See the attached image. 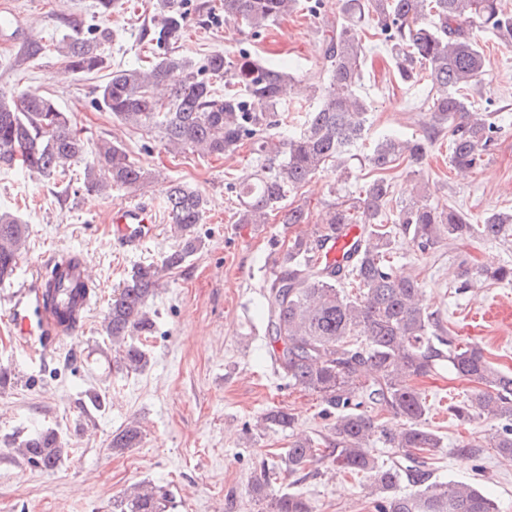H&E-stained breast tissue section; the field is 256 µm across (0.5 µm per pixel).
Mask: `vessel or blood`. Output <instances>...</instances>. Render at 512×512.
Listing matches in <instances>:
<instances>
[{
  "label": "vessel or blood",
  "mask_w": 512,
  "mask_h": 512,
  "mask_svg": "<svg viewBox=\"0 0 512 512\" xmlns=\"http://www.w3.org/2000/svg\"><path fill=\"white\" fill-rule=\"evenodd\" d=\"M152 222L149 207H125L113 211L111 234L118 243L136 246L149 236ZM360 235V228L354 224L338 229L323 247L327 261L341 260L344 252L353 248ZM45 293L39 268L33 265L29 268L28 277L19 281L17 287L0 301V317L6 319L10 335L33 360L45 359L50 348L63 344L74 335L91 307L90 298L77 300L72 307V320L65 322L57 309L47 302Z\"/></svg>",
  "instance_id": "1"
}]
</instances>
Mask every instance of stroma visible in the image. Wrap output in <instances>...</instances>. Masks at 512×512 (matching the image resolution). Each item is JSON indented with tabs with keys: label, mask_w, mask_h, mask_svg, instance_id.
I'll list each match as a JSON object with an SVG mask.
<instances>
[{
	"label": "stroma",
	"mask_w": 512,
	"mask_h": 512,
	"mask_svg": "<svg viewBox=\"0 0 512 512\" xmlns=\"http://www.w3.org/2000/svg\"><path fill=\"white\" fill-rule=\"evenodd\" d=\"M97 0H0L21 16L24 32L0 34V87L31 90L53 98L89 142H118L144 168L197 189L207 201L195 231L204 247L169 271L148 309L155 328L146 342L150 363L128 373L112 362L103 318L117 288L142 264L161 263L178 238L167 220L162 182L149 181L107 195L87 192L81 182L65 185L22 168H0V212L29 226L24 258L49 257L69 250L90 262L96 307L85 325L63 347L39 363L27 361L7 339L0 324V369L11 374L0 389V512H112L125 488L139 482L161 487L173 504L166 512H272L270 499L256 497L252 484L271 453L289 438L282 432L257 431L266 410L292 412L299 429L325 434L318 395L288 385L267 356L268 338L259 304L262 286L273 271L279 250L296 227L274 211L263 224L237 221L233 182L256 164L250 145L223 157L192 152L173 154L159 137L121 125L96 102L107 70L70 73L53 52L29 56L34 39L51 43L64 34L100 24L113 38L103 52L110 68L150 61L141 41L156 0H120L112 15L99 14ZM187 29L176 52L198 61L215 51L238 56L247 51L266 63H284L296 77L320 71L328 27L321 15L302 9L276 21L260 35L225 22L221 0H185ZM480 44L489 61L479 104L495 112L501 130L481 169L457 173L448 162V141L436 138L422 165L392 170L393 197L402 201L416 190L431 205L453 206L478 220L490 211L512 210V47L484 33ZM65 82H54L57 72ZM359 93L370 105L366 143L348 156L342 178L328 169L287 202L302 206L318 224L327 205L359 197L375 173L365 155L383 137H424L430 123L426 83L408 84L395 73L390 54L371 40L362 66ZM148 206L155 219L139 246L122 247L108 231L113 210ZM398 270L417 274L425 304L457 339L483 348L497 368L512 372V284L464 287L465 270L512 264V240L448 241L428 253L415 251L397 236ZM417 391L430 407L426 422L443 438L426 467L436 482L478 484L495 499L499 512H512V463L483 445L490 421L461 420L450 408L473 385L442 369L417 379ZM98 393L93 407L89 393ZM141 423L142 440L124 452L112 451V434L130 420ZM50 427L68 439L70 451L57 470L47 473L18 456L17 436ZM482 443L478 458L459 455L467 441ZM362 475H350L323 463L305 480L286 477L277 490L302 493L316 512H371Z\"/></svg>",
	"instance_id": "obj_1"
}]
</instances>
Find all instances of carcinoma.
Returning a JSON list of instances; mask_svg holds the SVG:
<instances>
[{"label": "carcinoma", "mask_w": 512, "mask_h": 512, "mask_svg": "<svg viewBox=\"0 0 512 512\" xmlns=\"http://www.w3.org/2000/svg\"><path fill=\"white\" fill-rule=\"evenodd\" d=\"M224 20L257 35L269 24L298 11L300 0H223ZM159 14L142 29L156 50L150 65L119 67L98 89V100L122 124L155 133L174 150L222 156L243 143L263 157L259 168L233 184L240 208L239 224H261L267 213L282 208L288 194L319 172L341 164L364 140L369 114L358 94L365 57V33L354 17L373 22L405 83L426 81L425 99L431 125L426 136L403 140L387 136L367 154L379 176L356 203L328 205L324 222L288 241L282 260L267 280L263 314L269 354L288 385L318 394L328 434L296 433L288 448L264 469L253 492L264 497L281 478L307 475L311 466L331 460L336 467L370 477L375 512H497L495 500L468 483L430 482L425 459L443 447L442 437L425 425L426 402L413 382L446 367L457 377L478 384L466 402L452 408L463 420L486 418L500 427L490 445L512 462V374L495 367L483 350L443 336L439 320L424 308L423 288L413 275L394 271L396 239L379 222L391 201L392 184L385 172L399 161L419 163L436 136H448L451 166L472 170L484 162L500 126L489 112L475 111L474 91L488 68L478 33L490 32L512 45V13L502 0H344L328 21L331 36L322 47L329 63L314 74L323 102L309 113L299 132L273 138L283 87L294 79L286 67L269 66L248 52L236 58L215 51L200 63L175 52L187 24L179 0H159ZM107 29L63 36L52 51L76 73L107 68L102 44ZM18 165L70 184L81 167L88 192L127 189L152 177L118 143L101 139L88 149L81 131L54 102L33 92L0 87V166ZM169 223L180 241L161 264L136 267L113 294L104 329L117 367L138 373L150 358L137 335L153 331L147 303L162 273L182 265L203 248L194 233L202 223L206 200L175 180L165 185ZM392 223L420 253L441 240L495 241L512 225V212L496 211L473 224L453 207L438 208L417 195L405 202ZM343 224H358L362 239L357 254H347V269L321 259L317 241ZM18 217L0 214V282L11 278L28 238ZM484 280L512 283V265L481 268ZM402 420L387 428L379 413ZM261 425L290 431L295 419L283 408L271 409ZM142 437L136 421L112 436L111 447H136ZM391 449L379 461L373 444ZM22 458L51 473L68 453V442L54 429L19 440ZM421 487L416 494L397 495L402 480ZM166 496L150 484H137L114 500L113 512H164ZM272 512H315L297 492L275 494Z\"/></svg>", "instance_id": "cac0c4a2"}]
</instances>
